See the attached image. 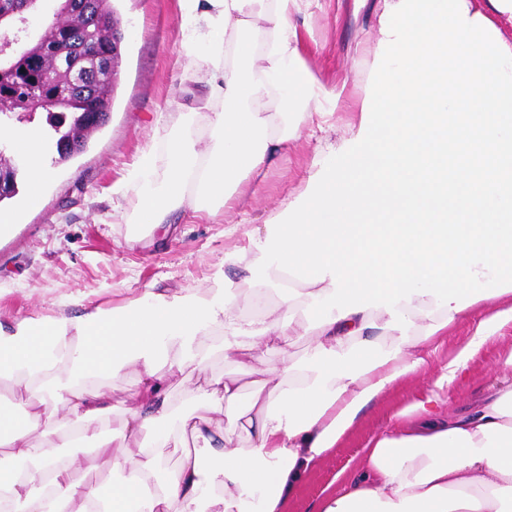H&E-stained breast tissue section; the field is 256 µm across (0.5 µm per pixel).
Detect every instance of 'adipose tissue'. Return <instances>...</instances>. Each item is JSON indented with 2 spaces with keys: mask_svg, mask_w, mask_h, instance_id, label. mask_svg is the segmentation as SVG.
Listing matches in <instances>:
<instances>
[{
  "mask_svg": "<svg viewBox=\"0 0 512 512\" xmlns=\"http://www.w3.org/2000/svg\"><path fill=\"white\" fill-rule=\"evenodd\" d=\"M187 2L192 25L205 29L209 92L220 105L209 115L204 149L187 131L169 139L162 179L153 177L151 154L142 156L137 221L150 233L170 232L172 216L186 209L202 220L241 208L243 181L298 139L305 114L335 112L343 96L307 66L297 21L305 0ZM4 138L24 156L28 199L38 203L48 177L41 131L0 127ZM269 276L293 287L296 299H269L258 285L247 312L219 282L176 293L150 288L112 309L81 296L68 314L0 321V381L28 405L20 417L0 405V512H284L302 475L365 409L427 367L425 386L352 468L336 473L315 512H512V352L496 386L470 410L448 406L472 358L512 326V291L490 298L449 359L435 361L436 338L470 309L440 308L435 297L416 295L397 305L412 322L408 333L388 329L385 308L351 313L313 329L306 360L284 355L252 397L237 379L215 377L203 391L212 415L176 410L172 379L206 367L200 337L224 335L228 354L239 337L288 346L298 309L333 291L329 282L304 283L275 268ZM130 366L140 393L117 431L107 422V383ZM228 425L247 438L246 450L225 445ZM186 435L198 448L150 488L158 449ZM85 446L89 455L68 461L49 454ZM100 468L122 476L103 509L98 486L75 476Z\"/></svg>",
  "mask_w": 512,
  "mask_h": 512,
  "instance_id": "ef3b65f1",
  "label": "adipose tissue"
}]
</instances>
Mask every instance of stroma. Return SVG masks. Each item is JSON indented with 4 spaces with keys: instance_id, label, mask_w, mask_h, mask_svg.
Instances as JSON below:
<instances>
[{
    "instance_id": "1",
    "label": "stroma",
    "mask_w": 512,
    "mask_h": 512,
    "mask_svg": "<svg viewBox=\"0 0 512 512\" xmlns=\"http://www.w3.org/2000/svg\"><path fill=\"white\" fill-rule=\"evenodd\" d=\"M124 35L112 106L106 124L85 150L59 160L55 148L45 151L52 177L40 206L25 207L26 173L18 175L19 196L0 203L17 213L13 231L0 236V318L22 320L69 312L70 298L95 293L98 302L125 304L155 286L172 292L206 289L223 272L224 286L237 303L250 307L251 290L226 254L248 244V230L263 224L289 198L301 192L313 164L321 159L326 139L343 135L348 113L330 117L331 129L320 132L317 114L306 117L298 140L289 142L275 165L254 180L248 207L217 214L207 224L179 214L176 234L140 238L134 221L142 185L131 174L146 152L155 155L157 175H164L165 145L175 130L191 123L193 134L206 140L212 109L206 97L209 65L204 57H186L183 45L192 36L185 0H112ZM381 0H315L308 10L310 36L307 65L328 87L344 85L345 94L362 98L378 53ZM121 204L123 223L112 221L113 204ZM218 336H203L201 346L213 354L205 372L185 371L170 386L174 403L206 414L202 396L205 377L235 376L252 389L261 373L245 363L251 341L239 339L236 354L215 351ZM512 350V327L484 346L470 361L467 381L451 399L465 411L494 383L501 361ZM429 375L407 376L372 405L337 448L301 481L287 512H313L323 489L338 471L353 465L367 441L383 430L393 415L411 402Z\"/></svg>"
}]
</instances>
